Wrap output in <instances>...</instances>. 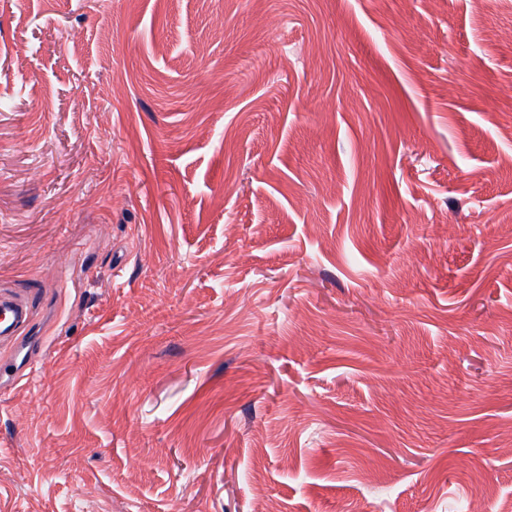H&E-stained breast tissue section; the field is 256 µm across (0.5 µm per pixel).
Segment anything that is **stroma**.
<instances>
[{
  "mask_svg": "<svg viewBox=\"0 0 512 512\" xmlns=\"http://www.w3.org/2000/svg\"><path fill=\"white\" fill-rule=\"evenodd\" d=\"M0 512L512 502V0H0ZM31 319V306L20 294H0V341H16Z\"/></svg>",
  "mask_w": 512,
  "mask_h": 512,
  "instance_id": "35a3bbf8",
  "label": "stroma"
}]
</instances>
